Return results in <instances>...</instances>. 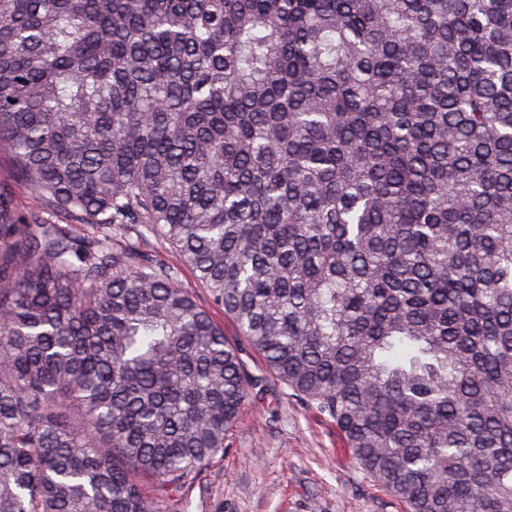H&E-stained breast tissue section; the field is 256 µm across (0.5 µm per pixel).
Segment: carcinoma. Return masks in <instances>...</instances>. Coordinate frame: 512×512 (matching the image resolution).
Wrapping results in <instances>:
<instances>
[{
	"label": "carcinoma",
	"mask_w": 512,
	"mask_h": 512,
	"mask_svg": "<svg viewBox=\"0 0 512 512\" xmlns=\"http://www.w3.org/2000/svg\"><path fill=\"white\" fill-rule=\"evenodd\" d=\"M2 150L0 512L224 454L186 267L409 512H512V0H0Z\"/></svg>",
	"instance_id": "carcinoma-1"
}]
</instances>
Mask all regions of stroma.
Here are the masks:
<instances>
[{
	"label": "stroma",
	"instance_id": "35a3bbf8",
	"mask_svg": "<svg viewBox=\"0 0 512 512\" xmlns=\"http://www.w3.org/2000/svg\"><path fill=\"white\" fill-rule=\"evenodd\" d=\"M252 399L201 479L174 493L171 512H407L347 454L335 425L300 399Z\"/></svg>",
	"mask_w": 512,
	"mask_h": 512
}]
</instances>
